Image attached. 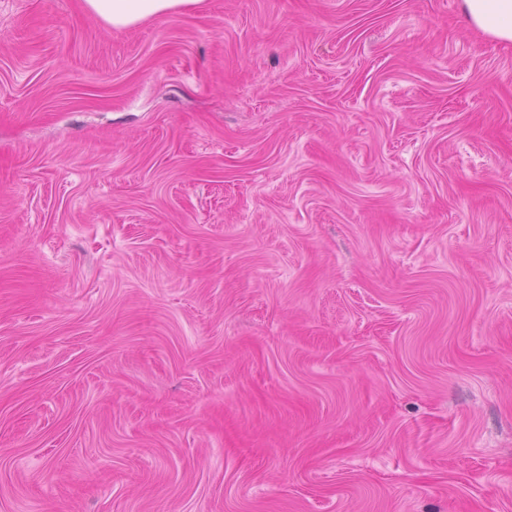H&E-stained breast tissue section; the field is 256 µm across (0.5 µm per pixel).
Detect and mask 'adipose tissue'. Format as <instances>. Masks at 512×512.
Instances as JSON below:
<instances>
[{"label":"adipose tissue","instance_id":"obj_1","mask_svg":"<svg viewBox=\"0 0 512 512\" xmlns=\"http://www.w3.org/2000/svg\"><path fill=\"white\" fill-rule=\"evenodd\" d=\"M199 0H84L86 10L114 28L137 24L197 5ZM461 10L477 31L512 43V0H461Z\"/></svg>","mask_w":512,"mask_h":512}]
</instances>
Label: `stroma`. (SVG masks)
<instances>
[{
	"instance_id": "35a3bbf8",
	"label": "stroma",
	"mask_w": 512,
	"mask_h": 512,
	"mask_svg": "<svg viewBox=\"0 0 512 512\" xmlns=\"http://www.w3.org/2000/svg\"><path fill=\"white\" fill-rule=\"evenodd\" d=\"M0 512H512V43L0 0Z\"/></svg>"
}]
</instances>
